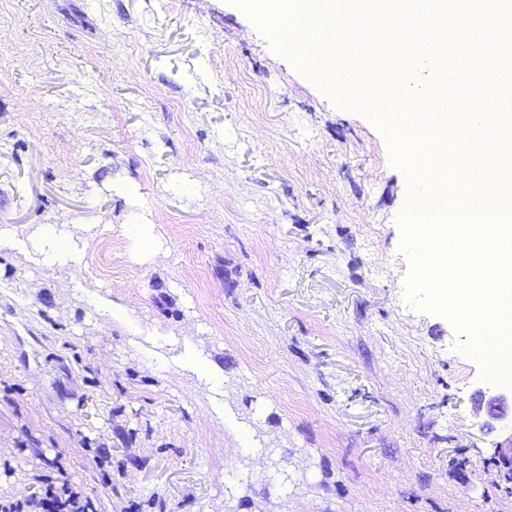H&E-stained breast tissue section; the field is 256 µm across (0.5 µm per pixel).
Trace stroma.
<instances>
[{
  "instance_id": "stroma-1",
  "label": "stroma",
  "mask_w": 512,
  "mask_h": 512,
  "mask_svg": "<svg viewBox=\"0 0 512 512\" xmlns=\"http://www.w3.org/2000/svg\"><path fill=\"white\" fill-rule=\"evenodd\" d=\"M341 44L327 83L240 0H0V226L70 225L119 314L0 254V501L66 478L85 512H512V432L477 412L504 386L408 299L426 180L357 103L374 44ZM472 57L445 50L460 112L512 91ZM268 448L295 483L264 484Z\"/></svg>"
}]
</instances>
